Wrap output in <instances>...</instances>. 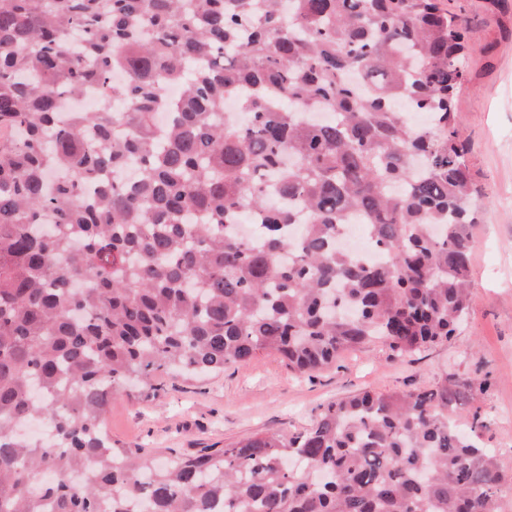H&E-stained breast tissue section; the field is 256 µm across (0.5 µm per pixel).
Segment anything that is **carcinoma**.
Instances as JSON below:
<instances>
[{
	"mask_svg": "<svg viewBox=\"0 0 512 512\" xmlns=\"http://www.w3.org/2000/svg\"><path fill=\"white\" fill-rule=\"evenodd\" d=\"M465 33L444 0H0V512H499L446 379L164 465L104 426L159 373L455 333ZM353 216L378 258L337 247Z\"/></svg>",
	"mask_w": 512,
	"mask_h": 512,
	"instance_id": "obj_1",
	"label": "carcinoma"
}]
</instances>
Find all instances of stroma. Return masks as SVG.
Wrapping results in <instances>:
<instances>
[{"label": "stroma", "instance_id": "1", "mask_svg": "<svg viewBox=\"0 0 512 512\" xmlns=\"http://www.w3.org/2000/svg\"><path fill=\"white\" fill-rule=\"evenodd\" d=\"M467 22L468 76L457 94L458 135L485 207L473 227L472 304L449 341L397 357L381 342L343 351L302 375L263 351L205 377L161 375L157 396L112 400L106 429L117 448L162 460L221 449L261 433L283 438L310 428L324 406L362 390L410 392L440 380L461 389L462 425L512 475V0H448Z\"/></svg>", "mask_w": 512, "mask_h": 512}]
</instances>
